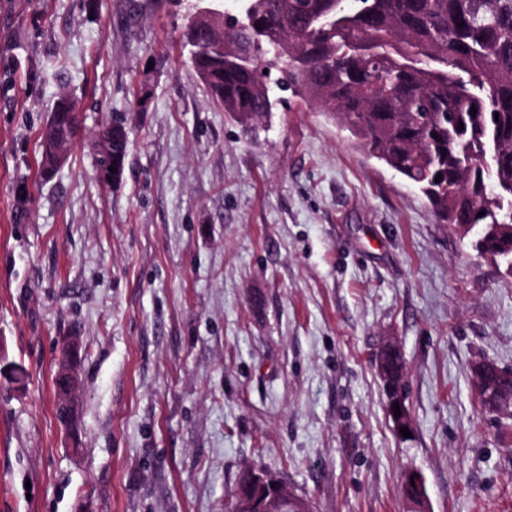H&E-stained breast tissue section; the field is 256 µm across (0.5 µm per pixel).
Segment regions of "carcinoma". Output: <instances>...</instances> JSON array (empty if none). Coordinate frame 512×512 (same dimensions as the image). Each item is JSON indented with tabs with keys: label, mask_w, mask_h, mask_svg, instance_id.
Wrapping results in <instances>:
<instances>
[{
	"label": "carcinoma",
	"mask_w": 512,
	"mask_h": 512,
	"mask_svg": "<svg viewBox=\"0 0 512 512\" xmlns=\"http://www.w3.org/2000/svg\"><path fill=\"white\" fill-rule=\"evenodd\" d=\"M240 2L224 48L201 28L188 33L191 62L225 112L262 123L275 99L255 66H277L284 88L339 118L414 184L437 223L464 236L469 224H496L490 247L512 255V0ZM97 139L112 140L97 168L115 159L117 184L125 123Z\"/></svg>",
	"instance_id": "cac0c4a2"
}]
</instances>
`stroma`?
Masks as SVG:
<instances>
[{"label": "stroma", "instance_id": "1", "mask_svg": "<svg viewBox=\"0 0 512 512\" xmlns=\"http://www.w3.org/2000/svg\"><path fill=\"white\" fill-rule=\"evenodd\" d=\"M236 4L0 0V512H230L249 470L310 512H411L409 470L428 512H512V418L471 380L512 371V273L312 101L282 93L255 131L226 114L183 44ZM63 97L80 132L48 174ZM110 138H112V163L114 159L117 161L118 172L114 178H112V172L109 170V167L112 166L111 164L108 168L102 170L98 175L100 181L103 183L117 184L123 179L128 153V132L123 121L112 120V123L105 126L98 133L97 141L100 139L106 140ZM109 179H112V182H109ZM76 345L72 340H66L62 344V362L58 371V377L63 382L60 394L70 397L77 387L78 377L74 368ZM474 386L483 409L512 417V394L502 392L495 383V373L511 376L512 372L503 371L496 364L482 360L472 366ZM388 389H389V393H390V398L388 399L387 412H388L389 418L393 422V428H394L395 432L399 436L404 437V435H401L400 429L407 427V429L411 432L413 429L412 419L410 417V414L407 412L406 408L403 405V394H402L401 387L395 386V385H389ZM395 402H398L399 408L401 410V415L398 416V418L394 417L395 410L393 409V404Z\"/></svg>", "mask_w": 512, "mask_h": 512}]
</instances>
